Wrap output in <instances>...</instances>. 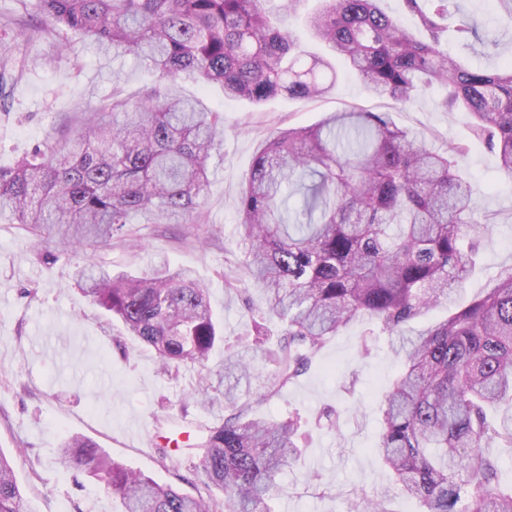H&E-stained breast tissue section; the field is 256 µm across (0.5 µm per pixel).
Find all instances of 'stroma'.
I'll return each mask as SVG.
<instances>
[{
  "label": "stroma",
  "instance_id": "obj_1",
  "mask_svg": "<svg viewBox=\"0 0 512 512\" xmlns=\"http://www.w3.org/2000/svg\"><path fill=\"white\" fill-rule=\"evenodd\" d=\"M469 16L477 25L473 44L449 41L448 50L473 66L493 68L512 59V0H450L448 19ZM37 0H0V50L23 59L11 94L0 100V168L13 166L33 146L58 142L81 113L108 102L113 91L136 96L158 74L134 55L105 58L89 41L56 31L21 42L20 26L40 24ZM333 91L322 98L279 96L262 105L228 100L220 85L191 79L176 91L224 115V136L209 161L203 224H142L143 246L119 238L96 258L115 272H151L156 256L171 268H189L206 284L226 339L251 335L252 320L238 294L249 288L237 199L266 140L289 126H308L327 113L355 106L390 113L393 121L426 146L441 151L466 141V171L484 190L481 210L495 216L479 249L475 269L454 295L467 304L512 264V175L472 134L469 112L443 111L442 93L419 90L401 105L367 94L344 65ZM72 262L26 226L0 219V451L14 462L28 512H114L111 496L57 460L60 441L87 438L112 458L162 484L195 493L188 469H173L159 448L185 441L190 423L224 420V389L213 369L224 360L216 348L208 368L181 366L178 379L163 373L154 350L126 337L121 322L93 304L72 278ZM237 289L229 291L226 280ZM369 356H362V345ZM401 368L387 336L370 323L341 329L294 383L258 401L265 373L241 384L244 399L260 415L296 413L308 434L306 450L280 478L275 512H347L355 492L374 497L392 489L389 470L372 448L379 435V397Z\"/></svg>",
  "mask_w": 512,
  "mask_h": 512
}]
</instances>
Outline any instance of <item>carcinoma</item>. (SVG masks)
Instances as JSON below:
<instances>
[{
	"instance_id": "1",
	"label": "carcinoma",
	"mask_w": 512,
	"mask_h": 512,
	"mask_svg": "<svg viewBox=\"0 0 512 512\" xmlns=\"http://www.w3.org/2000/svg\"><path fill=\"white\" fill-rule=\"evenodd\" d=\"M39 0L47 26L62 25L106 54L132 53L160 81L135 98L112 97L88 112L71 147L37 148L0 168V216L54 238L57 256L85 250L75 268L82 293L151 346L171 378L182 364L206 366L224 344V422L200 428L181 459L207 495L186 494L134 472L81 436L63 439L59 462L95 480L119 512H271L279 476L301 451V421L269 420L238 402L254 356L269 368L265 400L293 383L328 339L367 321L396 340L402 370L381 393L374 452L400 496L423 512H512V484L500 457L512 453V265L469 304L414 336L405 326L450 300L475 263L484 224L469 217L481 190L460 171L469 153L457 143L428 148L386 113L331 112L313 127L281 130L258 152L238 201L247 277L264 294L256 332L281 324L276 346L224 339L207 288L160 257L145 276L112 274L93 251L113 237H135L132 219L201 224L207 162L224 117L178 98L181 77L216 83L228 99L260 105L277 96L323 97L342 61L364 90L410 102L419 87L446 89V112L465 110L478 137L512 175V60L475 68L448 52V0H403L423 35L388 15L382 0H317L306 13L305 52L290 27L307 0ZM122 120L115 119V115ZM297 184L288 210L283 184ZM390 494L350 499L348 512H392ZM0 512H28L12 460L0 452Z\"/></svg>"
}]
</instances>
